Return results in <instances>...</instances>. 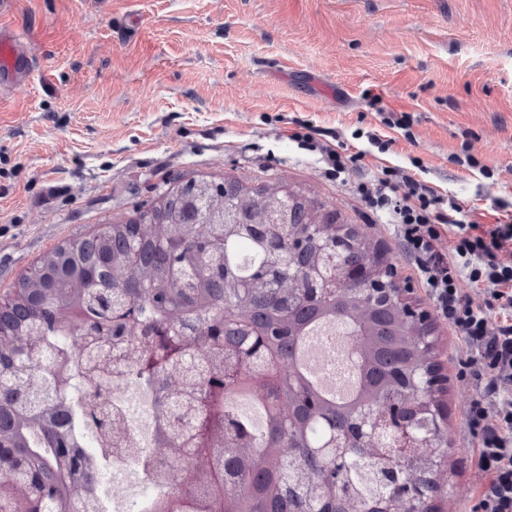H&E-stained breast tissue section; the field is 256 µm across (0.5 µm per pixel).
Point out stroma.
<instances>
[{"instance_id": "35a3bbf8", "label": "stroma", "mask_w": 512, "mask_h": 512, "mask_svg": "<svg viewBox=\"0 0 512 512\" xmlns=\"http://www.w3.org/2000/svg\"><path fill=\"white\" fill-rule=\"evenodd\" d=\"M0 21L24 31L34 65L0 94V298L47 251L134 215L156 189L201 176L287 186L355 225L431 312L457 450L438 503L477 512L471 348L389 224L284 132L302 121L365 151L351 180L417 159L440 192L512 204V0H0ZM388 110L409 128L386 127ZM371 132L390 150L371 148ZM465 151L478 167L452 162Z\"/></svg>"}]
</instances>
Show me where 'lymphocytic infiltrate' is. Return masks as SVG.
<instances>
[{
  "instance_id": "f902f5d3",
  "label": "lymphocytic infiltrate",
  "mask_w": 512,
  "mask_h": 512,
  "mask_svg": "<svg viewBox=\"0 0 512 512\" xmlns=\"http://www.w3.org/2000/svg\"><path fill=\"white\" fill-rule=\"evenodd\" d=\"M288 138L317 153L329 178L345 181L363 158L318 141L308 124ZM353 191L392 224L415 275L439 315L474 351L467 369L477 395L467 413L482 480L480 512H512V211L481 212L438 193L414 174L392 167L358 179ZM482 287L485 308L463 297L459 283Z\"/></svg>"
}]
</instances>
